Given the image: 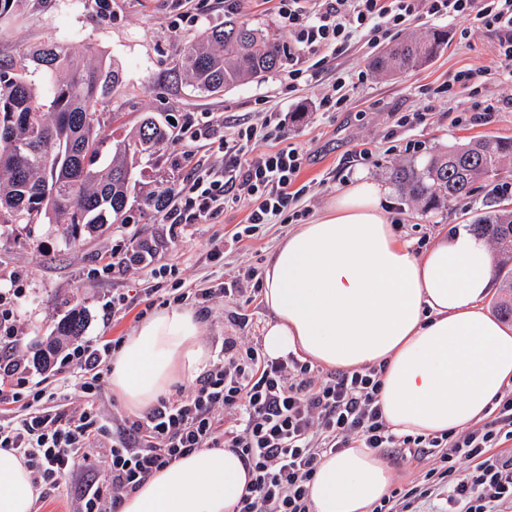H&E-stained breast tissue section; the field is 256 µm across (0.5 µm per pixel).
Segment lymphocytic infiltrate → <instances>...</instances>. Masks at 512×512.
Here are the masks:
<instances>
[{"label":"lymphocytic infiltrate","mask_w":512,"mask_h":512,"mask_svg":"<svg viewBox=\"0 0 512 512\" xmlns=\"http://www.w3.org/2000/svg\"><path fill=\"white\" fill-rule=\"evenodd\" d=\"M288 33V87L317 85V108L346 107L347 77L328 64L357 40L376 45L424 17L461 18L470 29L501 34L497 54L512 79V0H275ZM191 140L216 143L218 164L169 188L160 211L165 224H209L229 209L246 207V224L231 240L297 209L294 183L305 156L288 142V121L271 111L261 122L222 130L213 121ZM228 240V241H231ZM212 238L207 254L223 258L228 243ZM120 339L75 343L67 354L80 373L75 407L51 411L55 394L30 381L20 361H0V404L21 414L0 422V448L13 451L35 485L67 496L64 477L83 471V512H120L123 499L158 470L200 448H227L243 461L250 480L235 512H310L309 486L322 457L347 448L394 449L406 463L430 461L425 477L445 490L448 512H501L512 504V389L496 400L491 421L441 436L393 433L378 404L374 368L326 372L295 354L267 357L254 336H228L195 383L163 395L141 413H98L103 376ZM102 461L105 475L92 472Z\"/></svg>","instance_id":"f902f5d3"}]
</instances>
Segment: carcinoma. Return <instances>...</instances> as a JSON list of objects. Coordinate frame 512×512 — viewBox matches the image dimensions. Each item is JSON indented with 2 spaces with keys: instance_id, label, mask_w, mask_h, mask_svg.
<instances>
[{
  "instance_id": "1",
  "label": "carcinoma",
  "mask_w": 512,
  "mask_h": 512,
  "mask_svg": "<svg viewBox=\"0 0 512 512\" xmlns=\"http://www.w3.org/2000/svg\"><path fill=\"white\" fill-rule=\"evenodd\" d=\"M448 42V32L397 42L372 61L378 75L417 68ZM283 43L248 21L228 20L180 49L190 86L220 93L277 70ZM41 74L39 83L31 79ZM122 67L96 57L93 48L75 57L50 37L19 65L0 64V223L65 224L76 239L106 225L127 224L135 157H150L170 139V128L145 115L137 134L109 141L96 105L117 94ZM108 162L96 165L101 155ZM512 163V138L476 141L438 153L421 164H396L390 178L413 205L431 211L471 198L481 180H494ZM471 232L496 245L500 298L495 307L512 319V210L476 214ZM83 310L73 308L57 323L46 344L33 347L32 361L45 369L68 340L83 335Z\"/></svg>"
}]
</instances>
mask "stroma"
Here are the masks:
<instances>
[{"label":"stroma","instance_id":"35a3bbf8","mask_svg":"<svg viewBox=\"0 0 512 512\" xmlns=\"http://www.w3.org/2000/svg\"><path fill=\"white\" fill-rule=\"evenodd\" d=\"M170 16V0H111L106 15L100 14L96 0H23L10 24L0 28L1 61L21 62L52 36L75 54L90 46L104 59L121 64L120 94L98 107L101 127L109 138H123L148 113L174 122L173 142L153 159L136 163L130 223L112 225L102 235L76 242L66 240L61 224H0V289L16 285L24 291L17 305L22 327L19 345L0 344L1 358L13 353L29 356L33 344L46 340L73 306L82 307L88 315L84 339L127 337L139 324L138 313L149 307L161 310L177 287L215 288L235 280L246 288L249 269H264L270 254L294 229V222L265 225L254 238L213 262L206 258L210 238L234 233L246 218V208L224 212L212 224L183 225L174 240L158 217H138L146 192L176 186L196 166L214 163L213 145L182 139V130L192 119L221 117L233 125L259 121L261 111L270 106L289 113L290 141L307 157L295 185L303 189V204L313 217L359 176L387 187L383 208L399 234L414 242L431 243L438 233L467 229L475 214L512 207V192L501 190L502 185H512V175L481 183L467 204L431 212L409 204L389 178L393 164L419 163L477 139L512 137V82L497 77L502 63L495 52L499 42L495 31L483 29L465 38L461 31L466 23L460 19L427 18L412 24L405 36L422 37L440 27L447 30L448 43L426 64L394 77L372 75L376 48L362 41L353 43L332 63L350 74L366 72L367 78L351 87L345 109L323 112L314 108L315 89L289 90L282 70L216 95L192 92L180 77L177 51L208 28L223 24L224 17L210 15L194 27L175 32L169 27ZM468 68L491 73L478 94H438V87L455 72ZM487 100L497 102V111H484ZM415 111L427 113V121L396 127V118ZM116 112L121 115L117 121L112 118ZM364 142L372 150L366 161L358 156ZM409 142L414 150H406ZM122 236L154 245L156 265L174 266V273L155 278L149 270L138 268L105 272L112 260V245ZM116 292L129 297L126 313L112 312ZM235 309V304L221 299L201 317L200 341L210 355L219 353L225 337L263 336L270 315L262 301L249 305V323L244 328L232 318Z\"/></svg>","mask_w":512,"mask_h":512}]
</instances>
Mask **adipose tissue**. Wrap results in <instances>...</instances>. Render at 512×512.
Segmentation results:
<instances>
[{"label": "adipose tissue", "mask_w": 512, "mask_h": 512, "mask_svg": "<svg viewBox=\"0 0 512 512\" xmlns=\"http://www.w3.org/2000/svg\"><path fill=\"white\" fill-rule=\"evenodd\" d=\"M384 194L378 183L356 182L270 255L264 350L339 370L378 368L379 405L393 432L457 431L484 419L512 383V327L486 305L495 259L465 231L416 250L389 223ZM199 330L192 310L171 306L125 339L111 383L130 411L202 371L209 354ZM392 478L375 450L326 456L310 486L311 512H369ZM248 481L237 454L201 448L154 473L121 512H234ZM37 495L29 469L0 449V512H32Z\"/></svg>", "instance_id": "obj_1"}]
</instances>
